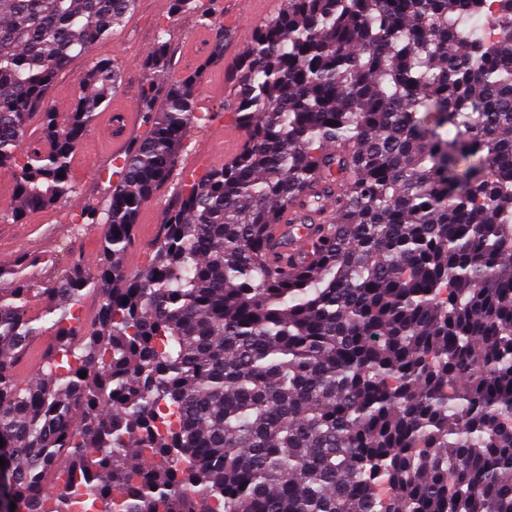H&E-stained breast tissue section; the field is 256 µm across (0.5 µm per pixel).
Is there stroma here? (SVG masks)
<instances>
[{
    "label": "stroma",
    "mask_w": 512,
    "mask_h": 512,
    "mask_svg": "<svg viewBox=\"0 0 512 512\" xmlns=\"http://www.w3.org/2000/svg\"><path fill=\"white\" fill-rule=\"evenodd\" d=\"M282 6L283 0H222L220 18L237 21L239 33L225 43L223 58L201 72L197 106L199 111L213 113L214 119L204 127L188 131L179 165L222 167V160L212 159L203 148L212 144L214 131L230 126L222 117L223 108L233 92L229 76L244 55L255 25L276 16ZM169 10L170 0H139L137 9L127 15L116 33L95 47V56L116 59L121 66L117 95L126 94L132 100H139L142 86L152 80L153 72L146 67L145 60L153 50L159 19L166 17L170 20L169 40L174 51L171 78L195 69L198 63L196 47L209 42L213 31L200 26L196 14L186 13L173 18ZM90 58L76 56L71 59L46 96L48 107L60 112L69 109L79 93L78 78L88 69ZM116 167V154L111 144L98 138L96 132H88L71 161V174L79 187V195L27 216L23 222L27 236H18L12 226L1 227L0 242L4 243L6 251L0 255V262L11 263L23 254L44 256L45 262L39 271L47 280L59 275L72 256L80 254L85 261H94L100 246L99 229L77 233L70 214L85 204L97 205L107 199L111 191L110 177ZM172 190V185H165L143 207L136 225L137 239L125 258L129 270L143 268L151 227L164 222Z\"/></svg>",
    "instance_id": "obj_1"
}]
</instances>
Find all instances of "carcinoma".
Masks as SVG:
<instances>
[{
	"instance_id": "carcinoma-1",
	"label": "carcinoma",
	"mask_w": 512,
	"mask_h": 512,
	"mask_svg": "<svg viewBox=\"0 0 512 512\" xmlns=\"http://www.w3.org/2000/svg\"><path fill=\"white\" fill-rule=\"evenodd\" d=\"M218 2L170 14L209 27ZM484 2L284 0L228 104L247 141L181 181L131 274L139 211L208 120L195 74L142 88L149 133L75 224L103 226L95 266L0 263V512H512V0ZM137 5L0 0V221L79 195L71 157L117 63L91 58L37 139L32 110ZM167 29L145 61L160 77ZM332 182L313 252L279 263L270 227Z\"/></svg>"
}]
</instances>
